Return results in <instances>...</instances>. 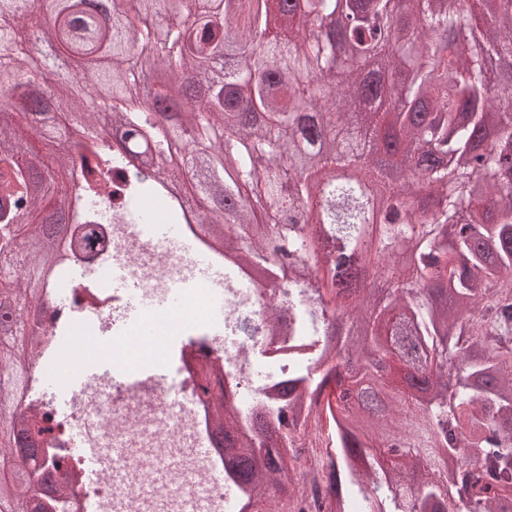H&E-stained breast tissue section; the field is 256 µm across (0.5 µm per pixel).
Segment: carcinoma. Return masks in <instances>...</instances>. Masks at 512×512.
I'll return each instance as SVG.
<instances>
[{
	"label": "carcinoma",
	"instance_id": "1",
	"mask_svg": "<svg viewBox=\"0 0 512 512\" xmlns=\"http://www.w3.org/2000/svg\"><path fill=\"white\" fill-rule=\"evenodd\" d=\"M0 0V254L32 243L25 261L0 266V335L10 317L51 293L67 242L48 233L78 204L98 213L99 187L123 203L158 196L171 224L188 222L180 186L207 202L202 222L223 227L224 265L274 278L291 258L294 288H309L321 321L306 310L293 335L330 337L283 394L331 389L335 431L329 477L357 490L332 512H512V0L493 27L461 0H112L110 23L81 11L87 0ZM82 72L75 86L28 53L26 23ZM161 69L171 102L160 124L145 99L146 62ZM112 112L118 145L135 132L153 142L139 165L105 148L99 114ZM37 119L35 134L55 163L23 144L10 114ZM78 115L86 137L62 131ZM363 165L389 199L419 184L429 202L417 220L378 225L376 259H363L370 205L357 184L323 187L312 169ZM317 197L325 240L309 237L292 209ZM374 274L381 300L363 287ZM54 336L37 330L5 355L15 403L31 404L30 368ZM224 447L247 463L229 469L244 512L260 482L286 474L279 451L294 408L255 409L241 426L231 395L216 398ZM32 483L18 486L15 512H31Z\"/></svg>",
	"mask_w": 512,
	"mask_h": 512
}]
</instances>
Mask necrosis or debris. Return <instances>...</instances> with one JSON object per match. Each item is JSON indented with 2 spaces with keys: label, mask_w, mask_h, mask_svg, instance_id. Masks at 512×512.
Masks as SVG:
<instances>
[{
  "label": "necrosis or debris",
  "mask_w": 512,
  "mask_h": 512,
  "mask_svg": "<svg viewBox=\"0 0 512 512\" xmlns=\"http://www.w3.org/2000/svg\"><path fill=\"white\" fill-rule=\"evenodd\" d=\"M99 244L94 252L68 253L70 267L89 272L84 288L72 294L77 317L51 361L38 364L43 373L62 376L68 370L98 362L101 344L125 323L117 296L110 294L94 274L111 263L123 265L141 297L162 298L186 277L187 255L157 246L148 232L131 226L126 209L113 210L108 220L96 221ZM181 313L163 320L161 334L144 357L167 361L178 356V376H145L125 386L108 371L99 373L72 404L65 420L55 421V454L68 461L67 489H82L86 498L78 512H222L225 483L224 455L211 449L207 459L196 453L211 434V408L198 395L201 381L223 383L236 396L240 415H247L258 394L250 381L247 359L241 352L238 326L249 317L257 332L253 350L271 357L282 340L268 335L266 324L272 303L296 307L301 289L284 287L277 295L236 279L227 288H199L185 293ZM219 300L224 311V336L211 335L209 305ZM85 429L73 444V429ZM331 425L322 403L305 402L301 423L289 432L285 445L290 460L300 465L298 493L287 500V512H330L331 490L321 460L310 459L314 448L328 445ZM97 445L119 449L118 458H106L102 476L87 482L79 458L81 447Z\"/></svg>",
  "instance_id": "1"
}]
</instances>
